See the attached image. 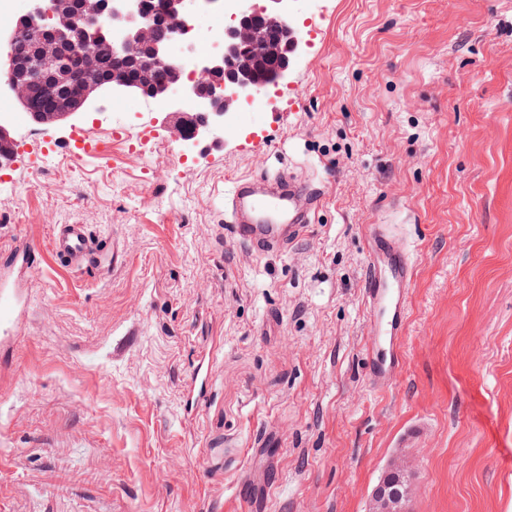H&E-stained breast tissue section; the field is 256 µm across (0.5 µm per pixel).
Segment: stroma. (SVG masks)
<instances>
[{
  "mask_svg": "<svg viewBox=\"0 0 512 512\" xmlns=\"http://www.w3.org/2000/svg\"><path fill=\"white\" fill-rule=\"evenodd\" d=\"M288 79L180 156L163 108L104 93L76 128L14 97L0 267L29 308L0 341V512H366L412 439L408 512H512V0H295ZM103 138L79 151L75 131ZM317 188L282 253L239 247L236 178ZM127 260L73 274L55 225ZM415 279L392 386L372 392L367 227ZM214 343L209 400L182 386ZM37 248L35 242L26 238H18L14 246L3 254L2 260L11 266L19 265L21 271L29 274L33 269L32 257L35 256Z\"/></svg>",
  "mask_w": 512,
  "mask_h": 512,
  "instance_id": "35a3bbf8",
  "label": "stroma"
}]
</instances>
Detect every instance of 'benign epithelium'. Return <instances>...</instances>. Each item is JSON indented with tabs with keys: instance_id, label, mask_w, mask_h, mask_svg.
<instances>
[{
	"instance_id": "7a95c632",
	"label": "benign epithelium",
	"mask_w": 512,
	"mask_h": 512,
	"mask_svg": "<svg viewBox=\"0 0 512 512\" xmlns=\"http://www.w3.org/2000/svg\"><path fill=\"white\" fill-rule=\"evenodd\" d=\"M235 7L224 22V37L218 50L196 60L198 77L189 86L181 85V71L173 68L164 80L153 82L142 95L169 104L167 119L174 133L189 134L193 143L224 138V117L234 107L249 101L264 88L248 53L256 52L274 65L267 80L278 84L288 77L293 56L300 48L294 27V0H233ZM83 25H74L72 14L55 6V0H29L28 10L16 21L0 26V70L14 68L13 48L25 36L40 33L39 53L34 56L27 76L41 80L45 71H64L66 60L59 54L62 45L71 48L73 58L85 71L99 68L94 43L104 33H119L110 84L85 83L64 101L58 119L77 121L95 106L107 88L114 92H137L121 63L124 54L140 47L150 50L151 64L171 60L170 42L155 36L156 26L145 20L141 0H80ZM167 20L188 27L190 0H164ZM20 107L40 124L46 123L29 102L27 82L3 84ZM412 464L400 454L388 469L391 480H383L372 492L368 512H405L413 492Z\"/></svg>"
}]
</instances>
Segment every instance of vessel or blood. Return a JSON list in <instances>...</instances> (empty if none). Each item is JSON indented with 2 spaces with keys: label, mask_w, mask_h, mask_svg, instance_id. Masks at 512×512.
Masks as SVG:
<instances>
[{
  "label": "vessel or blood",
  "mask_w": 512,
  "mask_h": 512,
  "mask_svg": "<svg viewBox=\"0 0 512 512\" xmlns=\"http://www.w3.org/2000/svg\"><path fill=\"white\" fill-rule=\"evenodd\" d=\"M320 201L318 190L291 173L272 178H239L233 183L226 200L234 215L228 231L233 241L250 251L280 253L303 238L311 226L312 213ZM58 262L74 272H94L123 264L126 253L120 244L103 247L93 238L86 225H56L52 241ZM35 242L20 238L0 255V261L19 266L23 272L33 269ZM414 265L408 253L395 249L392 237L379 224L368 235L363 299L368 322L384 353L374 354L368 370L372 391H385L401 360V341L407 321ZM27 305L9 286L0 287V333L12 334L15 324L24 317ZM212 363L209 355H199L184 385L186 411L198 413L206 405Z\"/></svg>",
  "instance_id": "1"
}]
</instances>
